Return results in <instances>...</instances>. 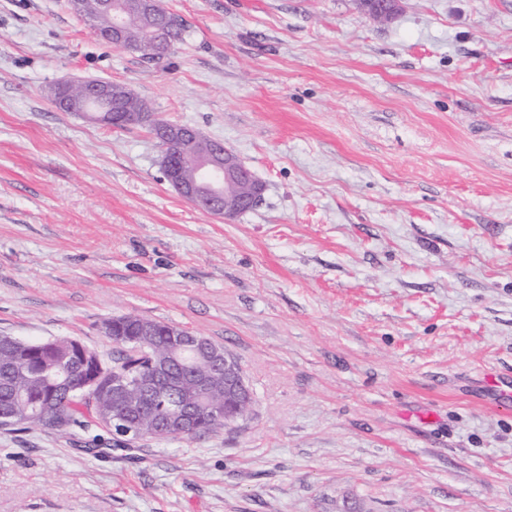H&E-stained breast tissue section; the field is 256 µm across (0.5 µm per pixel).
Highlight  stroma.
Wrapping results in <instances>:
<instances>
[{"instance_id": "1", "label": "stroma", "mask_w": 512, "mask_h": 512, "mask_svg": "<svg viewBox=\"0 0 512 512\" xmlns=\"http://www.w3.org/2000/svg\"><path fill=\"white\" fill-rule=\"evenodd\" d=\"M160 63L67 0H0V335L132 313L224 346L235 425L135 458L0 429V512H512V0H163ZM98 78L265 186L227 220L148 128L55 107ZM78 86L77 91L81 93V88L77 81H62L56 83L51 88V96L56 105L65 112H74L81 115L89 116L92 119H97L96 122L102 123L107 126H112L111 119H98V113H106L103 111H94L88 107L84 93L81 96L75 97L68 94V89ZM98 112V113H93Z\"/></svg>"}]
</instances>
